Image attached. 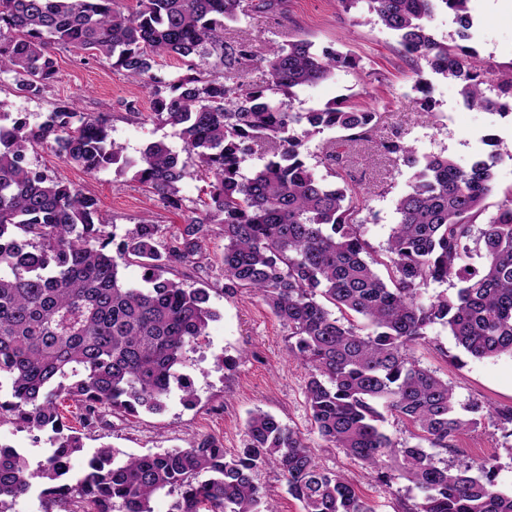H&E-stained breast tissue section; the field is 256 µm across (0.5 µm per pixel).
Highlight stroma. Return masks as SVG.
<instances>
[{
  "mask_svg": "<svg viewBox=\"0 0 512 512\" xmlns=\"http://www.w3.org/2000/svg\"><path fill=\"white\" fill-rule=\"evenodd\" d=\"M470 7L473 26L466 39H459L454 15L443 9L430 23L432 36L447 43L461 41L495 69H511L512 0H471ZM238 27L260 43L304 39L317 48L348 51L356 57V68L338 70L325 82L297 90L289 101L293 111L305 112L343 98L380 113L381 126L399 132L419 154H443L463 168L476 157L499 154L494 190L484 201L487 213H494L503 193L512 189V116L464 105L459 83L430 68L414 75V64L397 37L366 5L347 10L339 0H284L274 12L242 18ZM53 54L57 73L40 97L19 91L11 73H0V103L8 112L22 114L29 124L37 125L59 101H73L81 111L108 115L112 137L124 146L128 158H138L155 141L180 151L173 128L149 120L152 95L139 80L113 69L102 56L60 46ZM419 79L426 84L425 92L415 88ZM130 104L142 112V119L130 117L126 110ZM27 161L93 196L99 221L119 240L143 222L168 231L184 227L201 212L200 200L208 188L207 182L186 177L178 186L183 206L174 209L149 193L130 169L112 167L89 175L41 146L29 152ZM349 172L361 186L373 189L360 217L374 251L383 252L398 220L395 203L408 191L412 172L400 165L377 169L368 153L360 154ZM223 251V238L211 236L199 266L179 265L169 273L184 287H209L215 313L192 360L194 405H184L176 390L161 413L109 415L93 431L82 430L83 449L71 460V477L81 476L89 457L104 445L139 455L184 448L211 435L222 442L226 454H236L246 442L250 414L262 410L300 432L318 464L347 475L375 512H401L402 505L418 502L419 492L396 468H389L388 484L375 482L366 477L361 463L320 438L305 402L308 373L288 353L287 328L258 296L225 290L219 274ZM413 352L423 367L447 380L459 404L479 401L494 409L462 437L455 450L440 452V459L455 470L492 460L498 490L512 493V425L500 422L495 414L496 409L512 405V355L472 357L458 346L448 326L439 323L429 328L427 343L415 346ZM0 446L19 449L33 468L52 451L49 432L20 431L7 422L0 423Z\"/></svg>",
  "mask_w": 512,
  "mask_h": 512,
  "instance_id": "1",
  "label": "stroma"
}]
</instances>
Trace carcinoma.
I'll return each mask as SVG.
<instances>
[{
  "label": "carcinoma",
  "mask_w": 512,
  "mask_h": 512,
  "mask_svg": "<svg viewBox=\"0 0 512 512\" xmlns=\"http://www.w3.org/2000/svg\"><path fill=\"white\" fill-rule=\"evenodd\" d=\"M114 2L0 0V71L14 73L20 90L35 97L53 81L52 46L94 51L153 89L150 118L174 128L187 154L183 160L153 142L128 159L106 115L81 112L73 101L58 103L37 126L0 104V421L54 434L52 453L34 470L24 455L0 448V512H12L34 480L44 512L70 502L88 512H154L151 502L165 490L178 495L175 512H277L254 480L269 464L303 512H374L343 474L316 462L297 431L261 410L249 416L244 448L230 458L210 436L124 459L105 446L82 477H69L83 444L64 424L61 401L75 403L85 428L107 413L158 412L174 385L193 404L189 353L215 313L208 289H186L157 271L195 262L214 225L224 235V287L258 295L288 328V352L308 369L306 403L324 441L384 484V465L393 461L421 493L403 512H512V495L497 489L489 461L453 471L421 447H397L379 426L382 406L446 452L483 416L478 402L464 406L469 416L459 414L448 382L413 355L430 325H447L473 357L512 354V189L493 214L483 205L501 157L461 168L381 133L376 112L336 100L308 112L274 103V94L291 97L356 65L350 52L307 40L259 51L249 36L230 33L240 17L270 12L281 0H138L128 15ZM361 2L415 63L460 81L466 105L512 111V69L496 71L475 51L429 33L442 8L467 36L470 0H340L346 9ZM163 57H214L222 70L191 63L192 73L161 89L154 69ZM254 70L256 81L248 78ZM296 126L306 137L344 132L320 148L339 182L316 177ZM365 144L413 170L410 190L396 201L399 221L376 258L358 218L370 191L345 176L348 155ZM36 146L88 174L119 163L133 168L175 209L191 160L209 179L202 217L167 242L159 225L138 224L113 254L115 235L97 222L96 199L31 168L27 154ZM257 151L267 161L246 177L243 164ZM474 250L483 258L478 267L465 263ZM129 259L144 269L145 286L120 277L119 261ZM450 279L455 298L421 301L422 288Z\"/></svg>",
  "instance_id": "cac0c4a2"
}]
</instances>
